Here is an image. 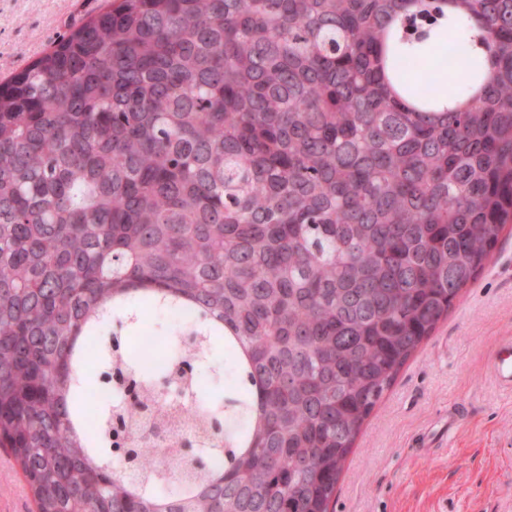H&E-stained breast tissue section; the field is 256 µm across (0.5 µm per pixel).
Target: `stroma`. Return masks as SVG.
Segmentation results:
<instances>
[{"mask_svg":"<svg viewBox=\"0 0 512 512\" xmlns=\"http://www.w3.org/2000/svg\"><path fill=\"white\" fill-rule=\"evenodd\" d=\"M107 0H0V79L24 70ZM512 336V228L369 417L331 512H512V394L487 370ZM0 512H33L0 448Z\"/></svg>","mask_w":512,"mask_h":512,"instance_id":"stroma-1","label":"stroma"}]
</instances>
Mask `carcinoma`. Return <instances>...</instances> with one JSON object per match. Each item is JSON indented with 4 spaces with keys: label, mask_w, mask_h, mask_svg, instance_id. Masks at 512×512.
Here are the masks:
<instances>
[{
    "label": "carcinoma",
    "mask_w": 512,
    "mask_h": 512,
    "mask_svg": "<svg viewBox=\"0 0 512 512\" xmlns=\"http://www.w3.org/2000/svg\"><path fill=\"white\" fill-rule=\"evenodd\" d=\"M442 2L118 0L0 83V447L36 512H329L512 224V0ZM450 11L492 78L444 103L409 76ZM172 312L174 371L220 347L237 375L241 427L206 410L195 467L145 447L155 368L123 336ZM92 376L133 399L74 435Z\"/></svg>",
    "instance_id": "1"
}]
</instances>
